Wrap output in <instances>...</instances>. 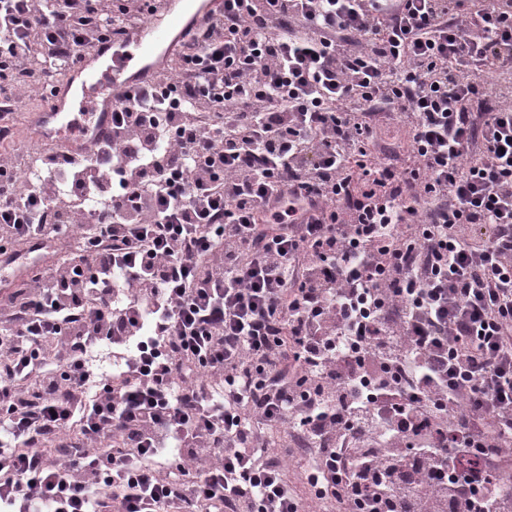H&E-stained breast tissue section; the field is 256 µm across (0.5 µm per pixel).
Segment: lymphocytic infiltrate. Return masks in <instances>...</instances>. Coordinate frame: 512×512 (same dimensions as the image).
I'll use <instances>...</instances> for the list:
<instances>
[{"label":"lymphocytic infiltrate","instance_id":"lymphocytic-infiltrate-1","mask_svg":"<svg viewBox=\"0 0 512 512\" xmlns=\"http://www.w3.org/2000/svg\"><path fill=\"white\" fill-rule=\"evenodd\" d=\"M151 3L0 0V109ZM511 72L512 0H224L1 153L0 261L65 256L0 308V512H512ZM377 141L381 147L390 150L394 158H398V164L408 160L410 151V137L408 130L395 120L380 118L379 126L376 129Z\"/></svg>","mask_w":512,"mask_h":512}]
</instances>
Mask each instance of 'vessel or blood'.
<instances>
[{"instance_id":"vessel-or-blood-1","label":"vessel or blood","mask_w":512,"mask_h":512,"mask_svg":"<svg viewBox=\"0 0 512 512\" xmlns=\"http://www.w3.org/2000/svg\"><path fill=\"white\" fill-rule=\"evenodd\" d=\"M223 8L224 0H191L186 11L178 8L176 0H160L148 22L130 26L121 40L87 52L81 67L88 70L89 78L79 105H72L68 88H61L55 102L37 116L39 136L64 140L75 149L106 138L113 105L132 83L154 75L152 58L170 54L189 31Z\"/></svg>"}]
</instances>
